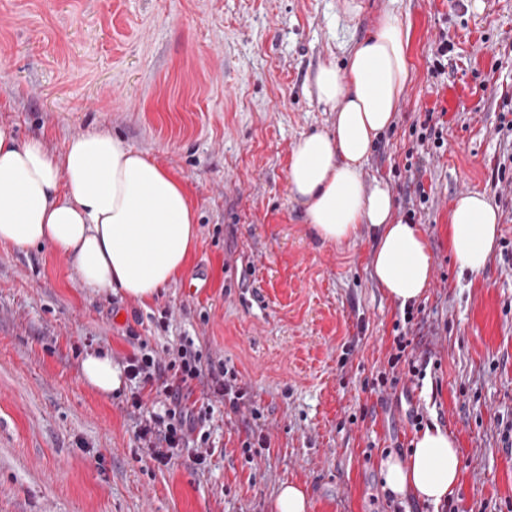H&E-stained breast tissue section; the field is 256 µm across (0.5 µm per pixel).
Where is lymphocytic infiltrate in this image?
Listing matches in <instances>:
<instances>
[{
	"mask_svg": "<svg viewBox=\"0 0 512 512\" xmlns=\"http://www.w3.org/2000/svg\"><path fill=\"white\" fill-rule=\"evenodd\" d=\"M125 373L135 389L131 394V405L142 408L141 394L146 386H153L157 402L165 411L147 413L141 420L137 435L149 448L151 460L159 465H168L175 449L196 447L193 457L196 464H203L206 456L201 451L208 437L204 430L210 420L215 403L229 402L237 406L242 397L236 387V375L214 362L203 361L191 344L166 348L164 355L152 351L130 357ZM201 386L207 396L206 402L196 405L189 398L194 386Z\"/></svg>",
	"mask_w": 512,
	"mask_h": 512,
	"instance_id": "lymphocytic-infiltrate-1",
	"label": "lymphocytic infiltrate"
}]
</instances>
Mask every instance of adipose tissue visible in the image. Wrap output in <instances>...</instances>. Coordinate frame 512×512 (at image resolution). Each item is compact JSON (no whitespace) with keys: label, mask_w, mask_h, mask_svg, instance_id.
<instances>
[{"label":"adipose tissue","mask_w":512,"mask_h":512,"mask_svg":"<svg viewBox=\"0 0 512 512\" xmlns=\"http://www.w3.org/2000/svg\"><path fill=\"white\" fill-rule=\"evenodd\" d=\"M407 44V30L385 15L370 38L355 43L345 68L318 65L311 92L335 112V128L301 137L288 164L290 192L321 239L343 241L362 224L375 229L373 279L404 306L427 290L432 255L417 225L395 218L388 188L364 187L362 164L393 124L411 80ZM196 222L168 173L110 133L80 135L58 159L42 140L23 141L0 126V243L46 245L68 256L82 287L152 300L184 270ZM498 238V212L485 193L453 200L448 243L460 268L481 274ZM82 376L106 397L123 383L122 369L104 352L85 357ZM460 472L456 443L437 425L418 434L406 456L390 454L380 464L386 491L436 506L453 493Z\"/></svg>","instance_id":"adipose-tissue-1"}]
</instances>
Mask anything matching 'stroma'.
Returning a JSON list of instances; mask_svg holds the SVG:
<instances>
[{
	"label": "stroma",
	"instance_id": "35a3bbf8",
	"mask_svg": "<svg viewBox=\"0 0 512 512\" xmlns=\"http://www.w3.org/2000/svg\"><path fill=\"white\" fill-rule=\"evenodd\" d=\"M359 2L350 14L345 0H0V125L57 157L110 132L174 178L198 222L179 279L144 305L79 287L48 246L0 243V512H275L288 482L310 512H393L380 461L412 448L413 411L458 444L449 512H512V132L499 120L512 0ZM387 13L409 31L412 81L363 179L388 186L397 217L416 199L413 121L431 110L444 124L420 174L434 259L408 334L428 362L420 379L388 364L405 309L371 276L373 231L320 239L288 183L296 142L335 121L313 72L345 65ZM469 191L500 215L477 276L448 247L451 203ZM135 335L157 352L191 340L236 371L244 397L216 405L206 465L185 450L157 465L129 385L105 397L83 380L88 353L125 365ZM389 371L397 383L380 385ZM255 424L267 444L247 454Z\"/></svg>",
	"mask_w": 512,
	"mask_h": 512
}]
</instances>
